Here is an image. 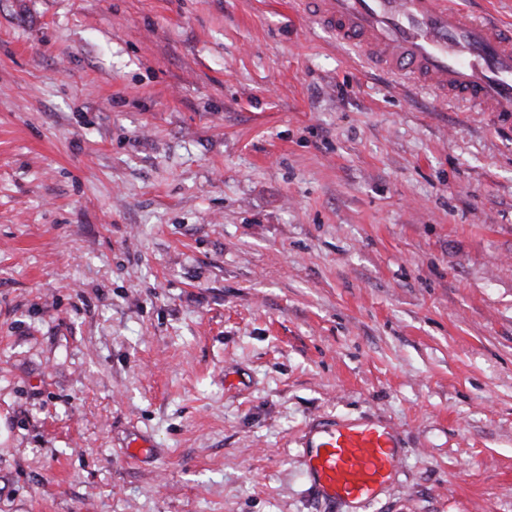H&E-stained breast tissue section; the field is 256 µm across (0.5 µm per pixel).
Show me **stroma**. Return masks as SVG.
Wrapping results in <instances>:
<instances>
[{
	"label": "stroma",
	"mask_w": 512,
	"mask_h": 512,
	"mask_svg": "<svg viewBox=\"0 0 512 512\" xmlns=\"http://www.w3.org/2000/svg\"><path fill=\"white\" fill-rule=\"evenodd\" d=\"M512 512V127L295 0H0V512ZM397 436L372 423L305 436L301 448L307 475L326 501L368 500L394 465Z\"/></svg>",
	"instance_id": "1"
}]
</instances>
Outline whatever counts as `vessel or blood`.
Returning <instances> with one entry per match:
<instances>
[{"mask_svg":"<svg viewBox=\"0 0 512 512\" xmlns=\"http://www.w3.org/2000/svg\"><path fill=\"white\" fill-rule=\"evenodd\" d=\"M300 12L355 47L365 64L442 102L512 124V27L448 0H297ZM396 432L372 423L322 429L301 448L329 502L370 499L394 465Z\"/></svg>","mask_w":512,"mask_h":512,"instance_id":"b4317fda","label":"vessel or blood"}]
</instances>
